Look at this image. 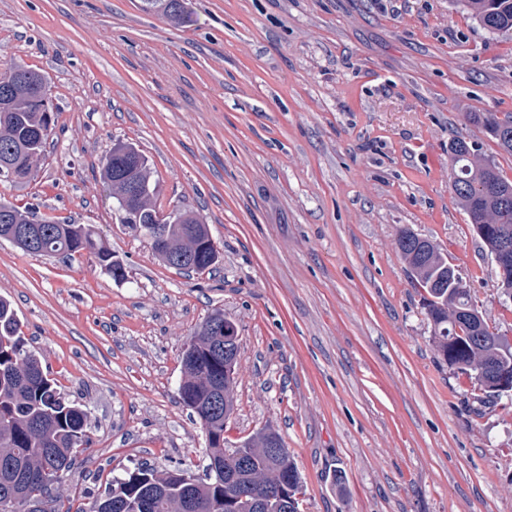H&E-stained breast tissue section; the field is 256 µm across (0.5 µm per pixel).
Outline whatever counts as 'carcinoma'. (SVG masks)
Masks as SVG:
<instances>
[{
	"instance_id": "cac0c4a2",
	"label": "carcinoma",
	"mask_w": 512,
	"mask_h": 512,
	"mask_svg": "<svg viewBox=\"0 0 512 512\" xmlns=\"http://www.w3.org/2000/svg\"><path fill=\"white\" fill-rule=\"evenodd\" d=\"M146 8L173 18L182 13L179 0H144ZM476 23L492 36L512 30V0H459ZM45 77L14 67L0 72V160L8 159L14 179L27 178L42 159L48 137L39 134L46 125L45 112L33 100L30 89ZM469 121L483 128L504 151L512 152V114L476 112ZM469 182L467 193L456 191L459 178ZM101 178L109 185L132 182L140 195L129 202L115 198L113 211L121 224L133 231L155 223L162 212L157 204L159 185L151 179L145 156L134 146L121 144L104 158ZM494 181L512 188L496 165L481 161L468 142L459 137L451 145V189L456 203L470 223L489 224L481 237L488 253H495L504 238L512 240V201L483 194L477 184ZM0 237L9 238L23 253L33 257L68 256L81 251L94 255L100 268L113 280L126 278L124 264L107 248L88 224H60L36 220L30 213L0 202ZM172 226L152 248L163 262L168 254L188 257L191 265H177L184 272H200L216 264L219 252L208 225L192 211L166 214ZM192 233L180 231L183 226ZM397 247L423 290V308L432 327L435 346L448 367H466L483 404L502 397L495 391L487 368L512 370V349L502 347L499 336L487 323L472 327V315H481L470 288L448 278V259L430 239L409 230L397 237ZM224 310L213 309L200 324L194 344L182 356L183 378L179 385L182 403L199 421L207 441L203 476L186 479L175 468L160 471L144 462L123 478L112 479L108 490L96 499L89 512H184V500L192 497L196 512H224V479L237 478L252 486L256 498L238 512H299L300 500L269 494L284 485L299 490L301 474L286 453L275 454L271 445L280 436L267 427L242 441L234 450L224 449V425L234 413L235 377L224 376ZM88 412L66 400L53 379L42 369L22 336L20 320L11 302L0 297V512H23L33 500L44 502V512L56 509L59 485L74 467L77 449L89 444Z\"/></svg>"
}]
</instances>
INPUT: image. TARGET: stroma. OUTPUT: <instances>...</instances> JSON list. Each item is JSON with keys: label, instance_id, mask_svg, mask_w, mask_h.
Instances as JSON below:
<instances>
[{"label": "stroma", "instance_id": "stroma-1", "mask_svg": "<svg viewBox=\"0 0 512 512\" xmlns=\"http://www.w3.org/2000/svg\"><path fill=\"white\" fill-rule=\"evenodd\" d=\"M0 0V71L43 74L53 131L0 200L92 225L128 272L0 240V296L91 442L59 488L86 505L148 462L202 474L206 438L179 397L182 352L211 312L237 327L229 442L276 430L300 512H512V399L476 407L433 342L396 245L407 228L460 270L512 337L496 266L450 185L462 137L512 181V154L466 116L512 113V38L455 0ZM137 146L165 212L190 209L220 252L165 265L119 224L99 176Z\"/></svg>", "mask_w": 512, "mask_h": 512}]
</instances>
